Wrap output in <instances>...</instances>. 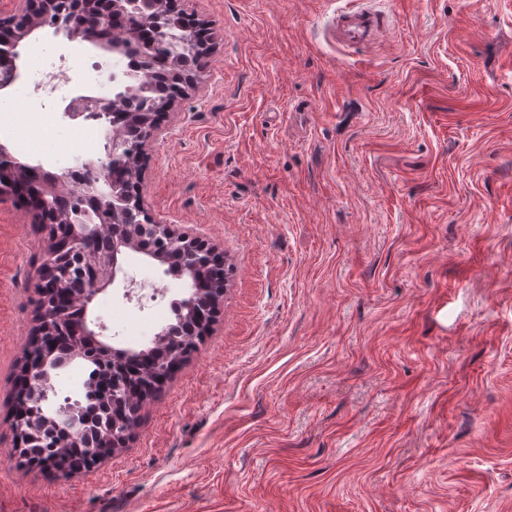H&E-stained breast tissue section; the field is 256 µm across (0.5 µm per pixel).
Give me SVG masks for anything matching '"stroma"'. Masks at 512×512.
Instances as JSON below:
<instances>
[{"label": "stroma", "instance_id": "obj_1", "mask_svg": "<svg viewBox=\"0 0 512 512\" xmlns=\"http://www.w3.org/2000/svg\"><path fill=\"white\" fill-rule=\"evenodd\" d=\"M179 0L214 48L143 197L233 267L196 353L91 471L16 463L10 423L43 225L0 196V512H512V0ZM25 71L94 87L111 51L43 30ZM113 310L156 322L186 289ZM385 14L370 7L344 8L336 15L332 37L336 45L357 48L368 45L386 32Z\"/></svg>", "mask_w": 512, "mask_h": 512}]
</instances>
